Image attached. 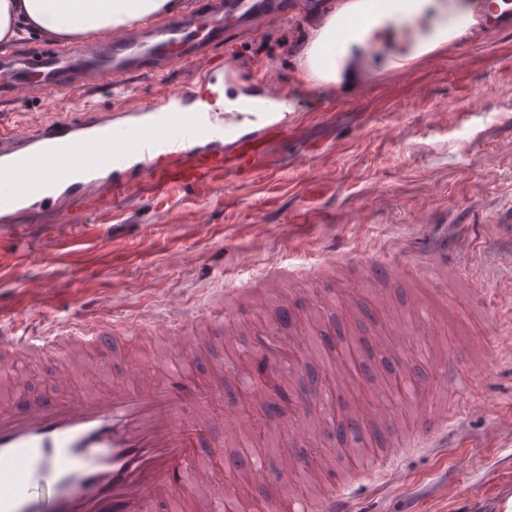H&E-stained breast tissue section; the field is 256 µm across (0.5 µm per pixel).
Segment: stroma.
<instances>
[{
  "instance_id": "stroma-1",
  "label": "stroma",
  "mask_w": 512,
  "mask_h": 512,
  "mask_svg": "<svg viewBox=\"0 0 512 512\" xmlns=\"http://www.w3.org/2000/svg\"><path fill=\"white\" fill-rule=\"evenodd\" d=\"M337 2L324 0L320 11L273 20L267 31L214 47L215 59H240L245 83L265 64L277 65L300 99L287 136L269 138L264 157L246 172L163 195L128 190L92 209L63 205L0 229V326L50 333L107 318L114 304L126 318L159 314L172 298L197 307L238 287L228 298L233 309L223 340H205L189 364L192 380L203 385L219 367L232 377L238 350L255 346L270 328L283 340L306 335L312 324L354 338L361 310L381 290L391 306L376 315L378 328L411 323L408 304L427 296L426 283L398 272L379 278L371 262L386 256L416 265L454 289L462 318L446 331L451 360L474 372L475 393L492 400L475 408L459 401L447 447L413 448L400 458L403 483L356 473L351 512H483L498 492L491 473L512 460V309L496 302L498 293H512V223L503 218L512 206V22L442 45L413 59L408 71L386 59L360 87L312 89L300 61ZM198 70L174 68L161 80L144 72L127 83L147 103L160 83L189 84ZM122 104L106 88L56 98L49 110L38 94L0 101V132H29ZM175 251L183 264L170 263ZM334 253L353 263L350 311L333 301L341 271H316ZM275 268L280 282L257 307L248 288ZM299 268L309 270L307 279L292 278ZM281 303L295 315L291 324L275 318ZM488 336L497 338L496 351L487 350ZM106 353L113 368L133 366L149 382L167 378L165 337L117 339L89 359ZM312 370L327 399L306 411L298 394ZM335 384L331 370L311 357L282 382L293 398L281 404V428L302 414L316 423L302 452L324 469L326 484L343 480L351 467L345 459L326 472V458L312 453L337 448L336 426L350 415L348 394ZM458 451L470 457L469 470H456Z\"/></svg>"
}]
</instances>
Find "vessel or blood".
Segmentation results:
<instances>
[{"mask_svg": "<svg viewBox=\"0 0 512 512\" xmlns=\"http://www.w3.org/2000/svg\"><path fill=\"white\" fill-rule=\"evenodd\" d=\"M291 11L290 0H209L203 9L128 25L108 43L91 38L36 54L4 47L0 99L40 92L56 97L103 83L123 95L128 76L193 62L222 43L228 31L252 33L267 19ZM195 101L194 87L174 86L147 112L125 107L106 116L54 121L30 134H0V227L12 226L20 213L66 201L83 205L133 182L162 194L218 173L241 172L264 151L269 136L287 135L288 114L298 106L273 65L262 72L252 94L231 98L224 107L200 111ZM171 307L173 316H154L147 325L132 317L120 325L109 319L81 324L64 335H2L0 362L56 354L55 382L63 385L74 369L62 348H98L148 328L166 336L180 357L190 358L201 339L182 321L180 301ZM200 317L212 333H222L223 300L208 302ZM432 349L424 348L423 357L440 368L447 394L427 395L421 378L405 382L415 424L411 437L428 447L448 426L449 400L471 394L474 387L470 375L438 361ZM214 394L177 370L164 385L128 371L112 379L108 390L76 398L41 399L14 390L0 402V512H153L156 503L196 494L202 485L209 491L197 505L199 512H245L232 488V471L207 472L188 455L194 437L209 434L219 440L225 422L239 431L251 423L232 406L207 419ZM353 418L384 433L396 428L389 404L364 405ZM403 452L399 444L378 449L361 459V468L400 479L393 462ZM276 460L291 481L311 470L290 447L277 449ZM346 499L341 485L317 500L292 493L288 512H348Z\"/></svg>", "mask_w": 512, "mask_h": 512, "instance_id": "b4317fda", "label": "vessel or blood"}]
</instances>
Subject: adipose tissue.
I'll use <instances>...</instances> for the list:
<instances>
[{
	"label": "adipose tissue",
	"instance_id": "obj_1",
	"mask_svg": "<svg viewBox=\"0 0 512 512\" xmlns=\"http://www.w3.org/2000/svg\"><path fill=\"white\" fill-rule=\"evenodd\" d=\"M174 10V0H0V40L9 39L20 25L60 37L111 35L125 25ZM336 17H328L305 48L301 64L312 84L358 80L361 43L337 38ZM405 21L415 29L411 43L415 58L467 39L475 24L468 0H418Z\"/></svg>",
	"mask_w": 512,
	"mask_h": 512
}]
</instances>
